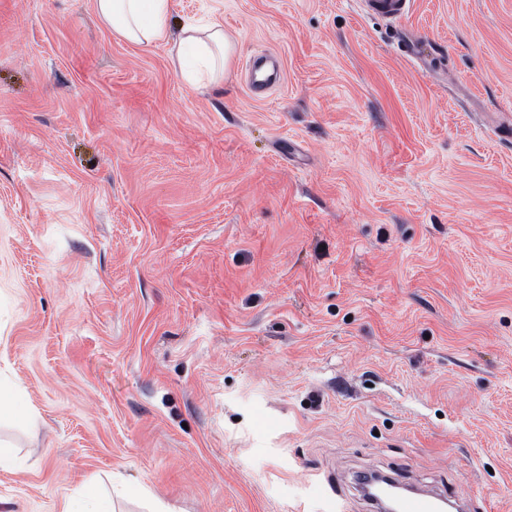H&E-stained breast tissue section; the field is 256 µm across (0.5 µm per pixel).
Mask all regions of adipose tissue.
<instances>
[{
    "label": "adipose tissue",
    "instance_id": "1",
    "mask_svg": "<svg viewBox=\"0 0 512 512\" xmlns=\"http://www.w3.org/2000/svg\"><path fill=\"white\" fill-rule=\"evenodd\" d=\"M98 17L126 41L136 45H170L182 79L195 86L223 82L236 53V41L222 25L173 28L170 0H94Z\"/></svg>",
    "mask_w": 512,
    "mask_h": 512
}]
</instances>
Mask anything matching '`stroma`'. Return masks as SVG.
Returning a JSON list of instances; mask_svg holds the SVG:
<instances>
[{
	"label": "stroma",
	"instance_id": "35a3bbf8",
	"mask_svg": "<svg viewBox=\"0 0 512 512\" xmlns=\"http://www.w3.org/2000/svg\"><path fill=\"white\" fill-rule=\"evenodd\" d=\"M170 2L223 84L0 0V512H371V470L512 512V0ZM364 13L378 16L388 22H395L408 16L413 9L414 0H360ZM281 67L273 55L257 58L250 69L248 87L254 94H263L269 87L282 80ZM62 512H110L101 492L95 485H87L78 499L65 505Z\"/></svg>",
	"mask_w": 512,
	"mask_h": 512
}]
</instances>
